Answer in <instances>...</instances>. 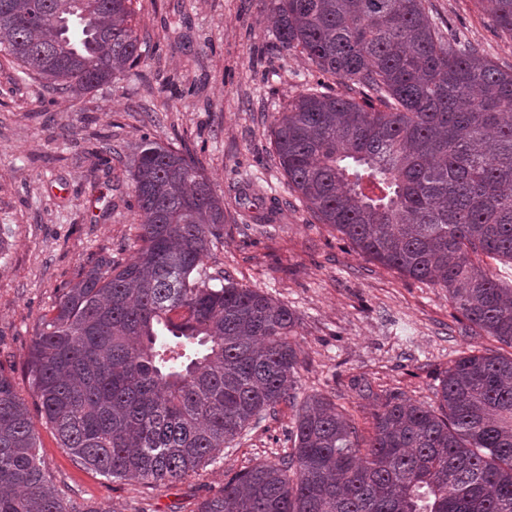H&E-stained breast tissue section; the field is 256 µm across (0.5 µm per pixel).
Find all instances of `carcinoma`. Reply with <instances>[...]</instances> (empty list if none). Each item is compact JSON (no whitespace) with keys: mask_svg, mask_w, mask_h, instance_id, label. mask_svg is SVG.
<instances>
[{"mask_svg":"<svg viewBox=\"0 0 512 512\" xmlns=\"http://www.w3.org/2000/svg\"><path fill=\"white\" fill-rule=\"evenodd\" d=\"M133 0H0V53L81 93L140 57ZM276 39L349 93L313 88L274 118L288 187L367 260L448 290L468 333L512 348V68L439 26L430 0H269ZM512 37V0H475ZM135 257L80 271L27 359L40 417L80 464L151 490L216 462L295 406L298 320L204 260L224 203L202 165L146 140L130 167ZM220 285L212 286L210 282ZM424 406L387 397L372 433L329 398L292 447L192 512H512V354L471 349ZM34 416L0 369V512H96L61 497Z\"/></svg>","mask_w":512,"mask_h":512,"instance_id":"obj_1","label":"carcinoma"}]
</instances>
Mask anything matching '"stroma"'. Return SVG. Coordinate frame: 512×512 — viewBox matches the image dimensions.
Masks as SVG:
<instances>
[{"label": "stroma", "instance_id": "35a3bbf8", "mask_svg": "<svg viewBox=\"0 0 512 512\" xmlns=\"http://www.w3.org/2000/svg\"><path fill=\"white\" fill-rule=\"evenodd\" d=\"M437 19L512 66V37L474 0H431ZM140 61L81 94L42 86L0 56V368L28 397L26 356L43 318L79 270L129 260L139 222L129 166L143 138L198 160L224 202V239L206 257L288 305L298 318V399L321 394L362 434L387 396L431 404L454 361L494 339L465 336L446 289L366 260L317 223L288 186L271 145L273 117L317 85L345 87L278 48L267 0H133ZM276 208L260 224L238 205ZM281 405L223 459L150 490L85 468L36 422L41 462L65 499L102 512H171L212 496L225 475L290 448Z\"/></svg>", "mask_w": 512, "mask_h": 512}]
</instances>
